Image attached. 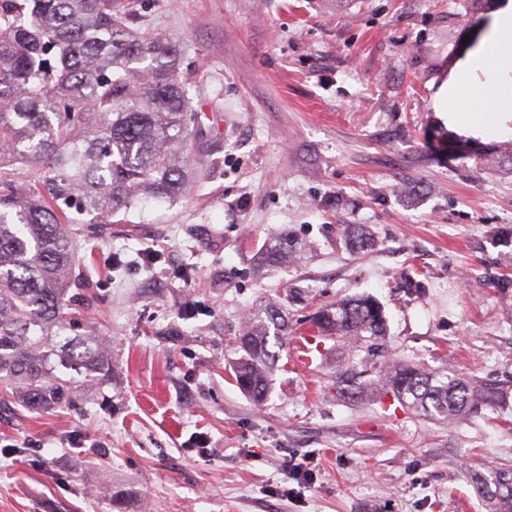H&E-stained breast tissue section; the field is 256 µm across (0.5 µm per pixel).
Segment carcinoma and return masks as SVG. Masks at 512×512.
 <instances>
[{
    "mask_svg": "<svg viewBox=\"0 0 512 512\" xmlns=\"http://www.w3.org/2000/svg\"><path fill=\"white\" fill-rule=\"evenodd\" d=\"M115 2L0 0V380L18 383L34 410L67 403L77 383L53 372L51 355L85 380L108 371L102 341L72 335L76 322L65 313L70 211L109 217L142 198L173 200L193 176L177 43L130 25ZM18 164L39 171L37 184L11 178L8 168ZM345 232L360 250L376 245L364 224ZM293 258L288 231L272 234L263 259ZM312 327L362 348L387 336L388 319L367 294L322 307ZM287 329L281 305L267 304L234 338L235 382L257 404L268 396ZM336 390L390 393L450 428L501 398L450 365L430 370L393 359L338 374ZM475 480L488 512H512V466L489 462Z\"/></svg>",
    "mask_w": 512,
    "mask_h": 512,
    "instance_id": "1",
    "label": "carcinoma"
}]
</instances>
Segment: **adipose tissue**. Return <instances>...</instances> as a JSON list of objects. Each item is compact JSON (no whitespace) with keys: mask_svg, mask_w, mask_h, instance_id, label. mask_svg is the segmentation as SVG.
Masks as SVG:
<instances>
[{"mask_svg":"<svg viewBox=\"0 0 512 512\" xmlns=\"http://www.w3.org/2000/svg\"><path fill=\"white\" fill-rule=\"evenodd\" d=\"M511 57L512 9H506L499 14L492 33L468 65L469 71L482 74V82L462 90L441 87L433 100L434 109L464 125L501 131L500 112L512 110V77L502 70L501 63Z\"/></svg>","mask_w":512,"mask_h":512,"instance_id":"adipose-tissue-1","label":"adipose tissue"}]
</instances>
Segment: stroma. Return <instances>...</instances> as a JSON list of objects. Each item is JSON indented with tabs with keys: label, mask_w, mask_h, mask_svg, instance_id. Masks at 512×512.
I'll return each mask as SVG.
<instances>
[{
	"label": "stroma",
	"mask_w": 512,
	"mask_h": 512,
	"mask_svg": "<svg viewBox=\"0 0 512 512\" xmlns=\"http://www.w3.org/2000/svg\"><path fill=\"white\" fill-rule=\"evenodd\" d=\"M130 3L180 47L196 175L171 202L74 215L70 310L108 374L39 413L0 382V443L19 449L0 452V512H487L477 468L512 463V135L455 126L432 98L506 0ZM348 224L378 247H351ZM283 228L299 260L260 263ZM363 293L393 359L451 362L504 400L450 430L338 394L368 354L309 319ZM270 302L288 336L257 406L231 339ZM295 457L311 484L286 478Z\"/></svg>",
	"instance_id": "obj_1"
}]
</instances>
